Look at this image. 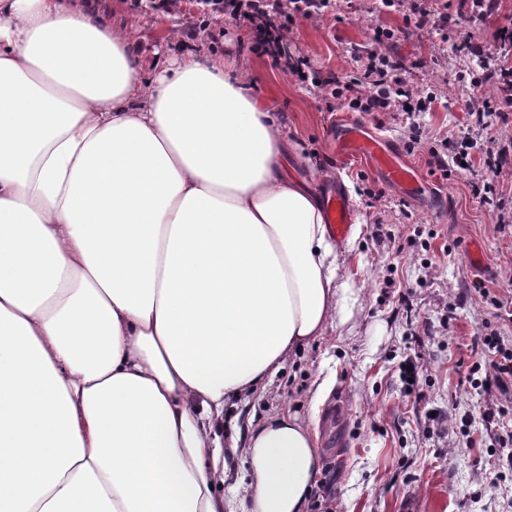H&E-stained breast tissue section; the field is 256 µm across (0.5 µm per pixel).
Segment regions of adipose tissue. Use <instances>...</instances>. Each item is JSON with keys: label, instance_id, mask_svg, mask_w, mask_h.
Segmentation results:
<instances>
[{"label": "adipose tissue", "instance_id": "1", "mask_svg": "<svg viewBox=\"0 0 512 512\" xmlns=\"http://www.w3.org/2000/svg\"><path fill=\"white\" fill-rule=\"evenodd\" d=\"M140 67L96 0H0V512H306L315 431L224 407L333 326L342 254L234 59Z\"/></svg>", "mask_w": 512, "mask_h": 512}]
</instances>
